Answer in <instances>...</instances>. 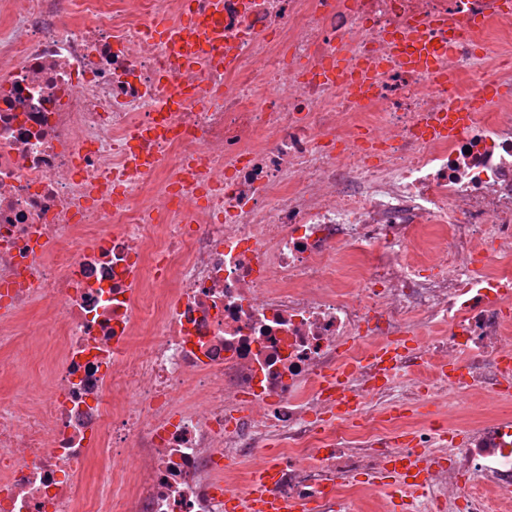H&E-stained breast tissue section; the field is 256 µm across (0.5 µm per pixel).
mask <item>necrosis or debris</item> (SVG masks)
I'll list each match as a JSON object with an SVG mask.
<instances>
[{
  "instance_id": "1",
  "label": "necrosis or debris",
  "mask_w": 512,
  "mask_h": 512,
  "mask_svg": "<svg viewBox=\"0 0 512 512\" xmlns=\"http://www.w3.org/2000/svg\"><path fill=\"white\" fill-rule=\"evenodd\" d=\"M155 2L0 0V349L57 343L35 398H0V512H224L272 445L313 512L361 475L382 500L422 448L412 512H512L499 0H224L192 65L150 23L209 0ZM441 15L447 80L389 39ZM451 105L459 133L425 135ZM340 252L375 259L339 283ZM349 363L351 418L324 386ZM451 393L489 405L459 441L397 413ZM389 473V478H393L400 483L417 487L423 484L425 480L426 468L423 462L410 460L408 465L395 467L393 470L391 469ZM409 479H413V482H409Z\"/></svg>"
}]
</instances>
